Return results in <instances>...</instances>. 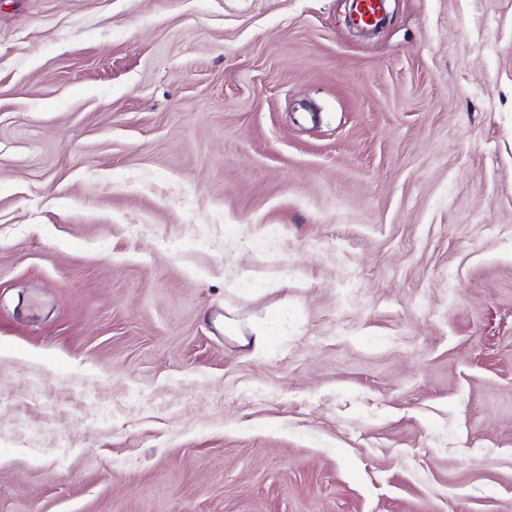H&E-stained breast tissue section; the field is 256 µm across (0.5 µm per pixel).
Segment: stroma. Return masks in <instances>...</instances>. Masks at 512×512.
Returning a JSON list of instances; mask_svg holds the SVG:
<instances>
[{
  "label": "stroma",
  "mask_w": 512,
  "mask_h": 512,
  "mask_svg": "<svg viewBox=\"0 0 512 512\" xmlns=\"http://www.w3.org/2000/svg\"><path fill=\"white\" fill-rule=\"evenodd\" d=\"M349 6L0 0V512H512V0ZM386 0H352L351 8L356 24L373 28L379 24L385 10ZM224 317L218 321V327L224 331V335L234 336L241 346H252L256 350H262L269 346L272 337L277 334L279 327L287 316L283 309L276 311L275 315L259 324H251L247 321H239L234 311L224 306Z\"/></svg>",
  "instance_id": "1"
}]
</instances>
